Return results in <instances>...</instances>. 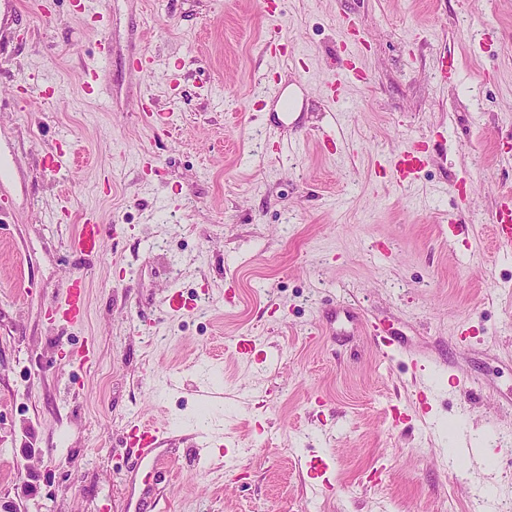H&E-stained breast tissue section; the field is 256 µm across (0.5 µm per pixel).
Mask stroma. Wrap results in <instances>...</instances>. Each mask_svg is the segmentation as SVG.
I'll use <instances>...</instances> for the list:
<instances>
[{
  "label": "stroma",
  "instance_id": "stroma-1",
  "mask_svg": "<svg viewBox=\"0 0 512 512\" xmlns=\"http://www.w3.org/2000/svg\"><path fill=\"white\" fill-rule=\"evenodd\" d=\"M277 3L303 68L263 51V0H102L100 29L76 0H0V512H123L124 437L149 418L164 447L212 443L160 474L153 512H512V248L491 222L512 0ZM347 15L365 79L334 100ZM418 142L413 184L382 176ZM90 216L111 232L86 257ZM76 276L68 325L51 306ZM174 291L207 311L170 312ZM59 311L68 322L79 321L85 313V292L81 277H74L66 286L65 300L60 304Z\"/></svg>",
  "mask_w": 512,
  "mask_h": 512
}]
</instances>
